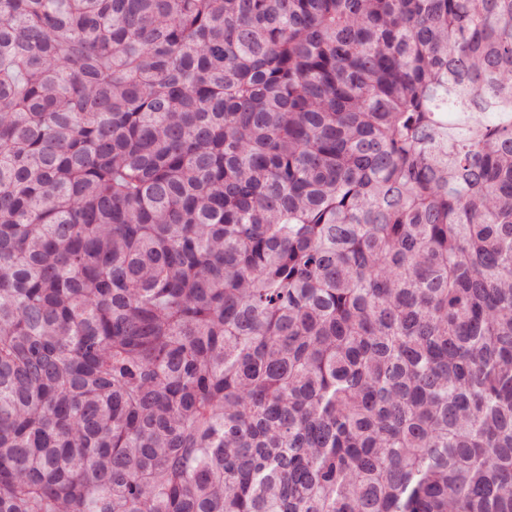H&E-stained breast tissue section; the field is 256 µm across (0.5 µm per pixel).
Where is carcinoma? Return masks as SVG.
Masks as SVG:
<instances>
[{
  "mask_svg": "<svg viewBox=\"0 0 512 512\" xmlns=\"http://www.w3.org/2000/svg\"><path fill=\"white\" fill-rule=\"evenodd\" d=\"M512 0H0V512H512Z\"/></svg>",
  "mask_w": 512,
  "mask_h": 512,
  "instance_id": "cac0c4a2",
  "label": "carcinoma"
}]
</instances>
